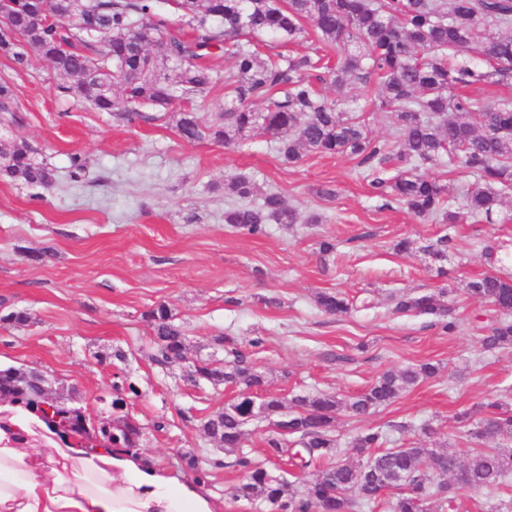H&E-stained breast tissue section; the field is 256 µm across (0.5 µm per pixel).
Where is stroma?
Returning a JSON list of instances; mask_svg holds the SVG:
<instances>
[{
    "mask_svg": "<svg viewBox=\"0 0 512 512\" xmlns=\"http://www.w3.org/2000/svg\"><path fill=\"white\" fill-rule=\"evenodd\" d=\"M0 77L18 86L24 116L7 136L27 141L59 175L38 194L0 182V315L31 316L27 326L0 328V367L43 371L96 422L111 419L113 384L128 377L139 390L126 410L142 428V452L181 475L182 454L224 455L200 422L234 392L192 379L196 362L221 355L218 336L232 338L265 374L263 395L287 402L321 392L345 399L385 371L438 363L435 378L364 420L337 417L333 433L352 462L347 443L363 424L387 432L395 447L417 442L430 424L428 447L468 460L474 426L457 414L492 401L512 408V347L482 349L479 339L499 314L467 291L491 271V258L512 253V210L491 224L466 215L440 224L375 194L349 156L308 153L287 165L276 140L258 130L226 146L182 141L167 115L129 125L60 95L52 66L34 56L25 68L0 56ZM348 91L371 137L392 138L391 118L376 107V81ZM75 153L88 160L89 182L65 179ZM228 175L280 192L300 223H271L255 237L234 230L224 222L235 201L222 188ZM326 238L336 241L327 257L319 252ZM404 238L413 248L397 252ZM443 244L448 259L435 262L430 250ZM47 248L50 262L31 260ZM442 288L455 332L437 317L393 311L395 296ZM334 291L352 301L350 314L317 307V294ZM162 303L187 344L185 359L165 366L155 361L147 321ZM160 420L165 430H155ZM241 481L225 468L205 488L224 512H268L237 497Z\"/></svg>",
    "mask_w": 512,
    "mask_h": 512,
    "instance_id": "obj_1",
    "label": "stroma"
}]
</instances>
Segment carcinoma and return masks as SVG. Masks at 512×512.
Segmentation results:
<instances>
[{"mask_svg": "<svg viewBox=\"0 0 512 512\" xmlns=\"http://www.w3.org/2000/svg\"><path fill=\"white\" fill-rule=\"evenodd\" d=\"M8 14L21 37L7 46L0 36V52L23 67L31 51L48 60L63 79L60 94L86 100L101 112H110L128 124L155 120L183 103L176 116V133L185 142L202 140L232 144L255 128L276 138L284 162L297 163L308 152L345 154L373 176L375 193L390 197L414 214L455 224L461 211L491 221L512 193V100L474 97L464 89L512 82V0H175L172 7L189 33H166L169 21L158 11L159 0H66L64 18L38 24L31 19L30 0H9ZM310 24L319 45L304 54L278 53L261 58L250 48V38L271 36L284 45L308 39ZM497 32H492L491 28ZM473 57L458 58L461 52ZM224 55L231 63L224 88L231 99L207 123L197 103L215 86L208 60ZM375 77L379 109L392 114L396 134L377 141L367 127L350 115L343 90L348 82ZM336 88V99L322 95L320 85ZM19 89L0 78V117L19 125ZM262 108L257 109L255 105ZM24 140H0V181H22L37 189L56 184V170L33 157ZM458 161L477 175L461 210L446 205V186L423 167ZM394 175L381 177L386 164ZM87 160L70 157L69 178L86 177ZM229 189L241 198L258 201L224 210V223L250 235H262L266 224H295L298 216L277 193H262L242 176H226ZM468 291L500 314L484 349L512 346V275L487 272L469 283ZM445 290L420 296H402L397 312L448 317ZM321 311L331 316L349 313L350 304L338 293L317 298ZM160 361L184 359L185 337L160 304L148 315ZM25 311L0 317V327H22ZM224 347V367L207 369V380L235 388L233 401L201 421L205 435L224 447L228 463L213 458L202 466L184 455L194 479L205 482L213 469L234 467L243 475L237 497L260 500L273 512H433L435 503L451 505L457 494L482 488L504 491L512 480V449L475 448L469 461L453 452L413 444L386 447L379 429L362 427L348 447L363 457L353 465L340 459L333 435L341 411L356 419L392 403L417 383L435 376L438 367L422 362L387 371L361 395L340 399L331 393L301 398L286 407L278 397L258 394L266 384L229 337L216 339ZM112 409L123 410L125 395L139 396L122 379L113 384ZM0 395L22 407L43 411V397L33 372L0 369ZM475 439L512 438V410L491 402ZM278 417L265 439L269 459L291 460L312 479L300 488L283 476L256 464L242 448L244 427L259 416ZM55 423L79 436H99L113 448L138 450L140 431L126 416L107 427H95L81 407L61 403ZM356 497H345L348 491Z\"/></svg>", "mask_w": 512, "mask_h": 512, "instance_id": "1", "label": "carcinoma"}]
</instances>
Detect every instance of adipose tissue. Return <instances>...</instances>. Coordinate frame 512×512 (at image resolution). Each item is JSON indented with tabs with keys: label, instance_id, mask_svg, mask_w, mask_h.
<instances>
[{
	"label": "adipose tissue",
	"instance_id": "1",
	"mask_svg": "<svg viewBox=\"0 0 512 512\" xmlns=\"http://www.w3.org/2000/svg\"><path fill=\"white\" fill-rule=\"evenodd\" d=\"M0 512H224L203 485L142 452L63 435L0 401Z\"/></svg>",
	"mask_w": 512,
	"mask_h": 512
}]
</instances>
